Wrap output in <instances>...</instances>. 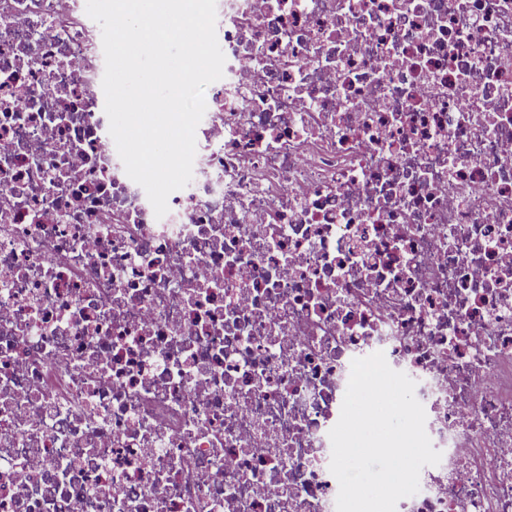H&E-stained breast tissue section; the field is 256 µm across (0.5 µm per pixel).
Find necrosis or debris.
<instances>
[{"label":"necrosis or debris","instance_id":"obj_1","mask_svg":"<svg viewBox=\"0 0 512 512\" xmlns=\"http://www.w3.org/2000/svg\"><path fill=\"white\" fill-rule=\"evenodd\" d=\"M156 217L86 0H0V512H336L353 359L443 456L396 512H512V0H216Z\"/></svg>","mask_w":512,"mask_h":512}]
</instances>
